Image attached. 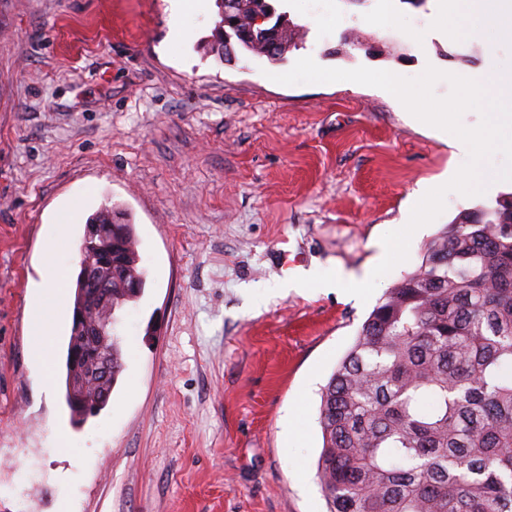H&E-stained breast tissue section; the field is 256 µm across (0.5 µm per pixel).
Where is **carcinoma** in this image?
<instances>
[{"instance_id":"cac0c4a2","label":"carcinoma","mask_w":512,"mask_h":512,"mask_svg":"<svg viewBox=\"0 0 512 512\" xmlns=\"http://www.w3.org/2000/svg\"><path fill=\"white\" fill-rule=\"evenodd\" d=\"M227 2L217 0L220 61L242 52L280 64L298 48V29L271 0ZM259 15L279 27L273 51L247 35ZM123 228L118 309L146 286L135 225ZM73 340L65 403L79 425L101 390L90 377L83 394L71 391ZM110 345L113 389L125 362L114 332ZM319 423L327 512H512V193L460 211L385 292L322 388Z\"/></svg>"}]
</instances>
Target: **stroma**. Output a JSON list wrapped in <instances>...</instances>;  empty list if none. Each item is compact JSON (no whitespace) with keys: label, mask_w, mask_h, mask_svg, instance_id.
<instances>
[{"label":"stroma","mask_w":512,"mask_h":512,"mask_svg":"<svg viewBox=\"0 0 512 512\" xmlns=\"http://www.w3.org/2000/svg\"><path fill=\"white\" fill-rule=\"evenodd\" d=\"M171 46L166 0H0V512H325L316 478L320 389L378 297L425 244L491 196L452 192L368 301L270 286L333 268L363 279L419 183L452 147L374 87L286 86L309 56L416 77L512 64V40L431 27L434 0H277L303 46L287 61L209 45L216 0ZM366 30L368 54L343 30ZM82 199L70 239L53 218ZM118 205L147 270L120 312L125 369L107 406L73 427L68 338L39 343L28 284L75 273L87 218ZM44 365H37L34 345Z\"/></svg>","instance_id":"35a3bbf8"}]
</instances>
